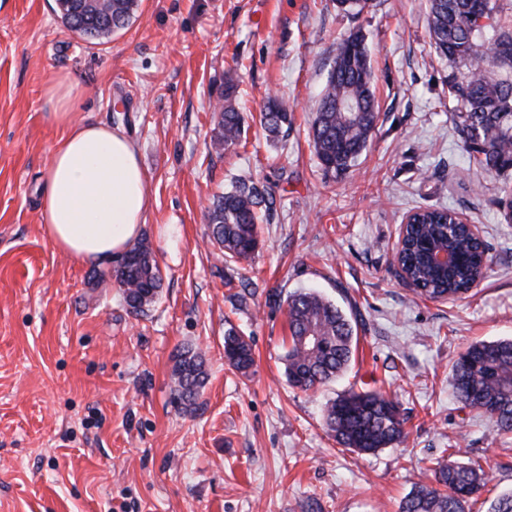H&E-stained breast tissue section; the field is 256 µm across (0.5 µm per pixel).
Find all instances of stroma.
Returning a JSON list of instances; mask_svg holds the SVG:
<instances>
[{
  "label": "stroma",
  "instance_id": "1",
  "mask_svg": "<svg viewBox=\"0 0 512 512\" xmlns=\"http://www.w3.org/2000/svg\"><path fill=\"white\" fill-rule=\"evenodd\" d=\"M357 31L380 118L355 170L333 180L308 128L337 46ZM60 73L82 90L79 118L126 129L152 183L142 234L164 281L146 314L41 226V180L62 136L43 91ZM448 73L426 0H372L355 16L335 0H139L103 44L64 27L56 0H0V512H399L443 455L488 474L468 512L512 491V435L469 418L450 384L470 343L512 338V224L498 205L512 170L470 165ZM228 80L244 134L213 160ZM271 93L294 114L275 141L260 126ZM236 175L275 201L241 298L202 220ZM441 206L475 225L492 257L462 299L417 296L394 264L406 216ZM303 289L335 301L359 338L348 370L307 392L287 382L286 315L271 299ZM232 326L251 338L246 374L224 358ZM186 348L207 370L189 409L171 378ZM367 387L398 402L406 438L359 455L329 435L323 408Z\"/></svg>",
  "mask_w": 512,
  "mask_h": 512
}]
</instances>
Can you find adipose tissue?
Wrapping results in <instances>:
<instances>
[{"label":"adipose tissue","instance_id":"obj_1","mask_svg":"<svg viewBox=\"0 0 512 512\" xmlns=\"http://www.w3.org/2000/svg\"><path fill=\"white\" fill-rule=\"evenodd\" d=\"M44 95L47 121L64 131L42 180L44 231L57 250L108 263L145 222L151 184L137 145L122 127L77 120L81 90L69 75L56 77Z\"/></svg>","mask_w":512,"mask_h":512}]
</instances>
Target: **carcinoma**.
Instances as JSON below:
<instances>
[{
    "label": "carcinoma",
    "instance_id": "obj_1",
    "mask_svg": "<svg viewBox=\"0 0 512 512\" xmlns=\"http://www.w3.org/2000/svg\"><path fill=\"white\" fill-rule=\"evenodd\" d=\"M67 29L87 40L106 38L128 25L136 0H56ZM430 46L448 64V93L455 102V125L469 155L482 172L512 169V31L497 17L495 0H428ZM374 73L364 39L351 34L338 45L311 125L314 154L324 175L349 174L367 149L379 121ZM236 86L224 83L213 106L214 128L209 155L218 158L236 147L245 118L233 101ZM268 137L288 134L292 115L276 95L261 108ZM273 196L250 176H238L212 196L203 219L209 241L226 261L250 258L259 248L258 221L271 217ZM429 246L449 248L458 256L454 269L442 274L425 261ZM482 241L458 222L452 208L410 213L396 254L401 277L430 299L460 298L490 269ZM129 310L138 315L157 299L163 275L145 238L136 240L111 269ZM288 336L282 356L288 383L301 390L323 385L344 373L358 338L349 317L332 300L315 291L287 296ZM224 357L237 370L254 363L249 338L235 327L224 333ZM177 400L196 404L206 373L202 355L186 349L172 369ZM452 387L463 408L488 421L498 435L512 434V338L476 342L452 364ZM324 422L338 444L357 454H373L405 438L397 403L377 390L352 391L328 402ZM434 484L422 485L399 505V512H467L469 499L486 484L481 466L438 458Z\"/></svg>",
    "mask_w": 512,
    "mask_h": 512
}]
</instances>
